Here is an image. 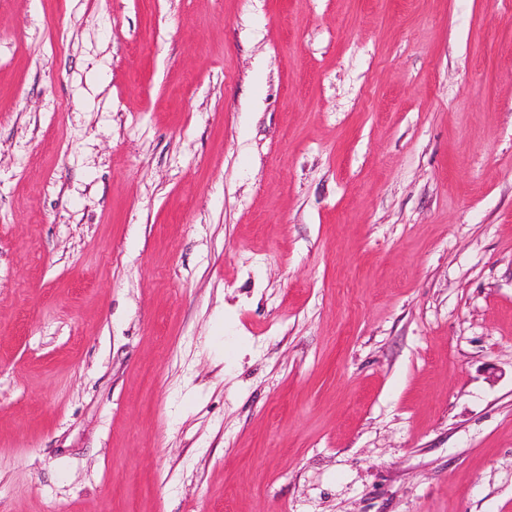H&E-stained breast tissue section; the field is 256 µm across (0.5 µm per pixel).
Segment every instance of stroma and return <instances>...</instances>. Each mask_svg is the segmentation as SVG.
<instances>
[{
  "label": "stroma",
  "instance_id": "1",
  "mask_svg": "<svg viewBox=\"0 0 512 512\" xmlns=\"http://www.w3.org/2000/svg\"><path fill=\"white\" fill-rule=\"evenodd\" d=\"M0 512H512V0H0Z\"/></svg>",
  "mask_w": 512,
  "mask_h": 512
}]
</instances>
